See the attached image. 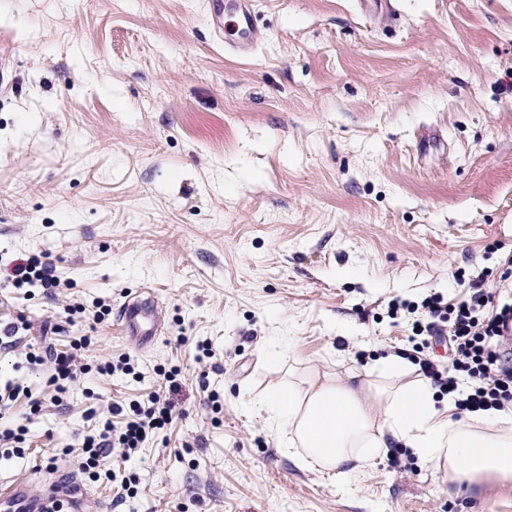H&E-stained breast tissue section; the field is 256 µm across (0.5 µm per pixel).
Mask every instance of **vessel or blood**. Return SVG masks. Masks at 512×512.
Here are the masks:
<instances>
[{
  "label": "vessel or blood",
  "instance_id": "1",
  "mask_svg": "<svg viewBox=\"0 0 512 512\" xmlns=\"http://www.w3.org/2000/svg\"><path fill=\"white\" fill-rule=\"evenodd\" d=\"M211 28L214 37L222 39L224 48L238 56L250 55L261 40V33L253 21L252 0H232L223 6L221 0H211ZM119 320L130 333L143 341H151L159 325V317L152 300L126 301ZM0 496L6 499L11 512H47L50 500L57 498L56 484H49L41 493H32L29 481L18 478L0 484Z\"/></svg>",
  "mask_w": 512,
  "mask_h": 512
}]
</instances>
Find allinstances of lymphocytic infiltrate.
<instances>
[{"label":"lymphocytic infiltrate","mask_w":512,"mask_h":512,"mask_svg":"<svg viewBox=\"0 0 512 512\" xmlns=\"http://www.w3.org/2000/svg\"><path fill=\"white\" fill-rule=\"evenodd\" d=\"M15 288H54L58 282L49 262L32 255L15 260L6 276ZM407 312L415 331L412 336V360L418 372L429 379L438 395L454 401L461 411L477 413L512 411V351L503 348L499 325L512 318V304L493 305L490 296L479 287H472L469 296L457 303L444 301L433 293L421 301L393 300L390 314ZM446 342L449 365H440L428 354L436 343ZM82 337L73 345V353L53 358V372L47 384L56 393L66 392L68 385L84 375H110L121 370L132 373L130 362L112 364L105 360L97 364L79 362L78 351L90 344ZM113 414L120 423H105L103 428L90 430L81 442L78 465L82 473L99 480L106 458L119 452L123 459L143 448L147 438L164 429L173 420L172 405L160 395L130 406L114 405Z\"/></svg>","instance_id":"lymphocytic-infiltrate-1"}]
</instances>
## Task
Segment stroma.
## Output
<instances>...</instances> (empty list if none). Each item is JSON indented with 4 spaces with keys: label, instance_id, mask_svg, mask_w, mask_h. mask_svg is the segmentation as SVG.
Wrapping results in <instances>:
<instances>
[{
    "label": "stroma",
    "instance_id": "obj_1",
    "mask_svg": "<svg viewBox=\"0 0 512 512\" xmlns=\"http://www.w3.org/2000/svg\"><path fill=\"white\" fill-rule=\"evenodd\" d=\"M207 2L0 0V269L42 254L60 282L0 288V328L28 323L0 388L43 395L27 352L80 336L136 370L88 374L34 416L13 402L0 420L27 448L0 480L79 483L83 512H512V480L452 483L406 448L348 476L306 467L258 414L274 387L411 354L394 298L455 303L482 275L503 301L512 0H393L388 21L357 0H254L246 57L213 37ZM144 289L162 325L148 343L117 316ZM155 393L174 418L124 462L125 498L74 450Z\"/></svg>",
    "mask_w": 512,
    "mask_h": 512
}]
</instances>
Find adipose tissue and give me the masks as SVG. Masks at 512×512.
I'll return each mask as SVG.
<instances>
[{
    "label": "adipose tissue",
    "mask_w": 512,
    "mask_h": 512,
    "mask_svg": "<svg viewBox=\"0 0 512 512\" xmlns=\"http://www.w3.org/2000/svg\"><path fill=\"white\" fill-rule=\"evenodd\" d=\"M399 368L387 357L362 372L311 379L300 391L278 388L262 401L265 422L328 472L352 474L394 441L452 482L512 477L511 417L438 407L429 382L394 384Z\"/></svg>",
    "instance_id": "obj_1"
}]
</instances>
